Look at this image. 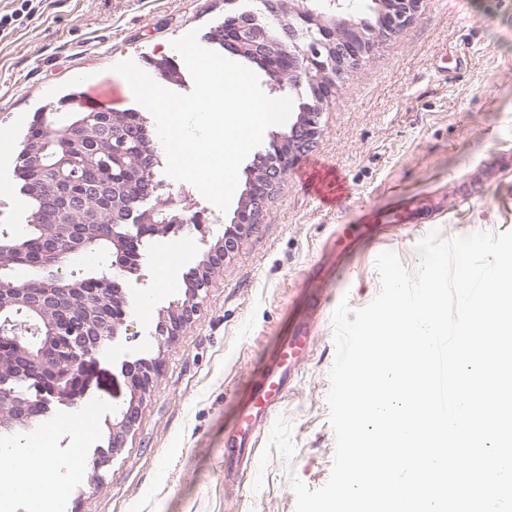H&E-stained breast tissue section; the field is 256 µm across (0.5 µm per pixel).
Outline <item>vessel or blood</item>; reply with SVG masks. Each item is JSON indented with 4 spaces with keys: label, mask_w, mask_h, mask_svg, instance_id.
Here are the masks:
<instances>
[{
    "label": "vessel or blood",
    "mask_w": 512,
    "mask_h": 512,
    "mask_svg": "<svg viewBox=\"0 0 512 512\" xmlns=\"http://www.w3.org/2000/svg\"><path fill=\"white\" fill-rule=\"evenodd\" d=\"M312 342L310 328L306 325L295 328L291 335L282 338L272 360L241 401L234 426L224 441L225 466L252 458L257 429L284 398L285 390L297 375Z\"/></svg>",
    "instance_id": "b4317fda"
}]
</instances>
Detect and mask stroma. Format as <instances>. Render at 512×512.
Returning <instances> with one entry per match:
<instances>
[{
  "label": "stroma",
  "instance_id": "obj_1",
  "mask_svg": "<svg viewBox=\"0 0 512 512\" xmlns=\"http://www.w3.org/2000/svg\"><path fill=\"white\" fill-rule=\"evenodd\" d=\"M248 0H42L0 33V230L26 237L32 211L15 169L28 129L82 76L112 88L115 107L136 108L115 64L175 56L174 40L211 27ZM289 125L267 129L239 169L229 211L156 166L162 195L187 197L203 217L194 249L164 260L179 233L146 236L138 270L121 283L127 304L115 344L96 355L97 380L76 402H52L39 422L0 439L25 457L41 428L62 492L43 512H295L292 478L309 488L328 480L336 447L329 422L333 313L341 300L370 304L380 291L376 259L394 253L417 273V243L480 229L512 232V10L502 0H422L413 20L337 88L313 147L289 169L259 222L216 269L193 319L179 335L156 338L162 314L186 298L188 274L231 223L244 180ZM340 224L358 225L342 253L330 242ZM145 298L147 312L133 303ZM308 321L314 336L296 380L261 425L253 464L224 477V433L244 390L264 369L280 336ZM159 369L125 445L109 449V428L131 392L123 362ZM89 419L90 432L75 431ZM108 464L94 469L102 454Z\"/></svg>",
  "mask_w": 512,
  "mask_h": 512
}]
</instances>
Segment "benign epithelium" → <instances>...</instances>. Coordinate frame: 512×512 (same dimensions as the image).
Wrapping results in <instances>:
<instances>
[{
	"label": "benign epithelium",
	"instance_id": "7a95c632",
	"mask_svg": "<svg viewBox=\"0 0 512 512\" xmlns=\"http://www.w3.org/2000/svg\"><path fill=\"white\" fill-rule=\"evenodd\" d=\"M420 3L421 0H389L380 27L366 33L352 19L340 25L336 18L328 19L311 11L307 0H291L289 9L304 25L317 28L323 37V41L295 52L297 33L288 26L278 2L264 0L267 19L287 32L288 44L278 43V54L262 47L257 59L272 79L286 68L297 80L311 82L314 102L299 113L290 132L274 143L277 164L255 174L233 223L224 230V237L198 262L189 277L188 300L159 318L160 338L173 339L193 319L197 299L209 287L214 270L223 265L224 259L257 223L265 201L281 185L295 159L313 144L325 103L380 43L412 20ZM100 120L99 112L80 106L72 108L70 122L65 126L57 125L44 113L27 140L29 181L45 201L37 221L40 234L33 243L23 239L1 242L0 267L23 265L39 276L22 287L14 286L11 279H0V385L33 377L42 392L34 399L9 393V422L28 426L48 411L50 399L65 402L80 397L91 384L94 354L106 340L117 337L123 325L125 296L119 280L136 272L138 240L115 231V224L110 226L114 228L110 232L105 224L66 223L67 213L83 204V195L71 187L107 177L96 170L78 132L89 122ZM57 139L62 140L63 157L50 162L44 152ZM112 162L128 174L127 184L132 186L133 194L141 199L152 195V182L131 174L127 155L118 153ZM167 206L170 218L138 225L142 236L168 234L185 224L201 227V215H186L190 209L187 200L171 199ZM103 238L112 241V274L84 278L72 284L57 277L56 266ZM32 336L37 343L28 348L26 344ZM157 369L155 361L125 364L123 375L131 389V399L109 428L111 451L124 447L127 435L138 423L141 400L149 391Z\"/></svg>",
	"mask_w": 512,
	"mask_h": 512
}]
</instances>
